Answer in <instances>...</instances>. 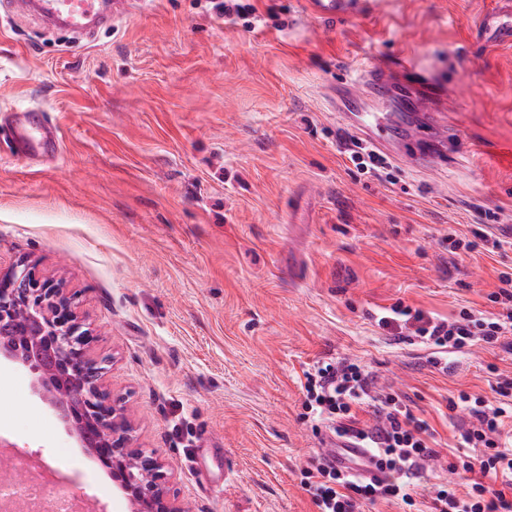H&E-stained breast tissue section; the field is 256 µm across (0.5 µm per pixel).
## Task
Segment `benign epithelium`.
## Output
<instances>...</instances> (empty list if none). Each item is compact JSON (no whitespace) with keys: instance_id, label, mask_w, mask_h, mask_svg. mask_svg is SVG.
Listing matches in <instances>:
<instances>
[{"instance_id":"obj_1","label":"benign epithelium","mask_w":512,"mask_h":512,"mask_svg":"<svg viewBox=\"0 0 512 512\" xmlns=\"http://www.w3.org/2000/svg\"><path fill=\"white\" fill-rule=\"evenodd\" d=\"M92 341L61 283L39 279L25 262L0 268V360L31 373L54 422L93 453L135 512H183L164 460L136 444L129 397L108 392Z\"/></svg>"}]
</instances>
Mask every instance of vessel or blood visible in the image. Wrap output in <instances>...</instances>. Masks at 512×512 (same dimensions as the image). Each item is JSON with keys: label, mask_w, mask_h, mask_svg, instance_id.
<instances>
[{"label": "vessel or blood", "mask_w": 512, "mask_h": 512, "mask_svg": "<svg viewBox=\"0 0 512 512\" xmlns=\"http://www.w3.org/2000/svg\"><path fill=\"white\" fill-rule=\"evenodd\" d=\"M373 0H306L308 12L324 22H336L354 15L369 13ZM134 0H0V11L8 15L24 13L52 26H63L79 34L89 36L97 30L111 27L112 23L128 14ZM483 29L492 31L496 42L512 43V0H503L498 10L488 14ZM362 86L374 91L392 85L391 73L384 66L367 65L360 78ZM357 95L347 92L338 96L340 106L348 108L352 125L379 149H388L390 137L397 120L389 112L351 110ZM411 99L418 111L434 117V124L427 128L413 127L409 136L428 140L432 149L424 160L432 162L444 155L448 142V128L439 124L441 99L437 95L412 94ZM7 129L17 155H55L60 150V140L55 127L46 119L43 109L32 107L12 114Z\"/></svg>", "instance_id": "1"}]
</instances>
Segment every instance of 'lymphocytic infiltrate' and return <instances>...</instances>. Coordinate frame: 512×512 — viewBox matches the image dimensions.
<instances>
[{"instance_id": "f902f5d3", "label": "lymphocytic infiltrate", "mask_w": 512, "mask_h": 512, "mask_svg": "<svg viewBox=\"0 0 512 512\" xmlns=\"http://www.w3.org/2000/svg\"><path fill=\"white\" fill-rule=\"evenodd\" d=\"M497 309H461L449 321L403 303L386 308L379 326L410 327L411 341L436 354L474 346L512 351V274L500 273L489 296ZM304 407L315 430L336 449L363 448L367 454L337 466L317 459L303 471L302 485L319 512H377L382 504L425 512H512V374H497L494 397L467 392L449 397V410H461L463 449L449 464V478L438 477L435 431L417 416L406 396L378 386L361 363L341 358L314 363L304 372ZM373 415L361 421L360 413Z\"/></svg>"}]
</instances>
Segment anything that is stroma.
<instances>
[{
    "instance_id": "1",
    "label": "stroma",
    "mask_w": 512,
    "mask_h": 512,
    "mask_svg": "<svg viewBox=\"0 0 512 512\" xmlns=\"http://www.w3.org/2000/svg\"><path fill=\"white\" fill-rule=\"evenodd\" d=\"M253 2L251 31L209 0H150L80 41L25 15L0 24V114L43 108L61 138L57 158H22L0 128V265L63 281L190 512H318L300 484L325 449L303 417L308 364H366L447 459L448 396L490 395L488 364L512 371V352L481 346L439 371L378 324L398 301L492 310L512 273V44L481 27L498 0H374L336 23L303 0ZM368 58L448 92L446 158L398 161L393 185L352 171L330 95ZM484 211L506 217L490 227L503 250L448 253L442 237ZM0 435L60 475L46 497L129 512L7 362Z\"/></svg>"
}]
</instances>
